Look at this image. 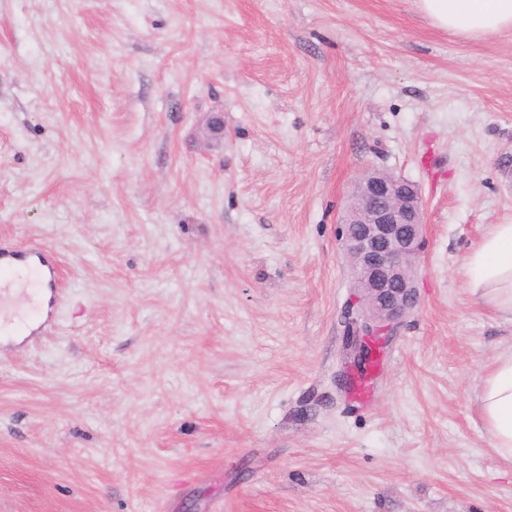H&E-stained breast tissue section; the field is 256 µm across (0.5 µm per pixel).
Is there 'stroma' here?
<instances>
[{
  "label": "stroma",
  "instance_id": "stroma-1",
  "mask_svg": "<svg viewBox=\"0 0 512 512\" xmlns=\"http://www.w3.org/2000/svg\"><path fill=\"white\" fill-rule=\"evenodd\" d=\"M221 113L224 134L204 128ZM421 189L418 302L337 384L342 226ZM512 222V32L415 0H0V512H512L474 387L512 323L466 286ZM15 259L0 255V311L5 303L11 300L9 288L16 280Z\"/></svg>",
  "mask_w": 512,
  "mask_h": 512
}]
</instances>
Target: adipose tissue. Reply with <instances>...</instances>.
<instances>
[{
  "label": "adipose tissue",
  "mask_w": 512,
  "mask_h": 512,
  "mask_svg": "<svg viewBox=\"0 0 512 512\" xmlns=\"http://www.w3.org/2000/svg\"><path fill=\"white\" fill-rule=\"evenodd\" d=\"M419 7L436 27L457 35L512 31V0H419ZM465 269L473 295L512 321V223L490 225ZM475 397L492 448L512 464V341L499 347Z\"/></svg>",
  "instance_id": "obj_1"
}]
</instances>
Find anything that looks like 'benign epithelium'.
I'll return each instance as SVG.
<instances>
[{
	"label": "benign epithelium",
	"instance_id": "benign-epithelium-1",
	"mask_svg": "<svg viewBox=\"0 0 512 512\" xmlns=\"http://www.w3.org/2000/svg\"><path fill=\"white\" fill-rule=\"evenodd\" d=\"M349 212L342 236L359 295L347 310L344 349L357 371L373 363L417 304L424 208L413 182L373 170L356 182Z\"/></svg>",
	"mask_w": 512,
	"mask_h": 512
}]
</instances>
